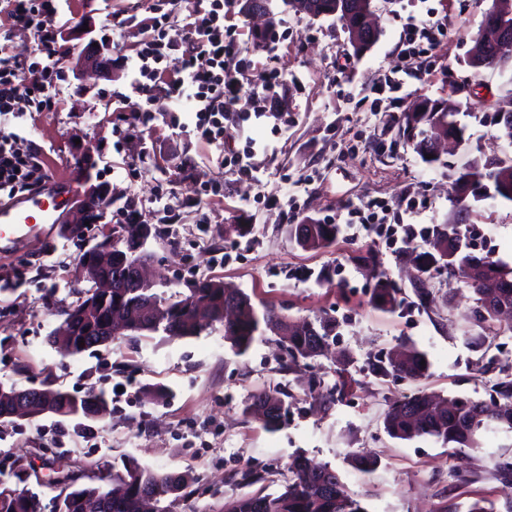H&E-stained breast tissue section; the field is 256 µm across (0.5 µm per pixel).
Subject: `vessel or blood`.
<instances>
[{
	"label": "vessel or blood",
	"instance_id": "obj_1",
	"mask_svg": "<svg viewBox=\"0 0 512 512\" xmlns=\"http://www.w3.org/2000/svg\"><path fill=\"white\" fill-rule=\"evenodd\" d=\"M78 186L64 175L54 174L41 191L0 205V250L16 240L43 235L46 225L56 223L64 204Z\"/></svg>",
	"mask_w": 512,
	"mask_h": 512
}]
</instances>
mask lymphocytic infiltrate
<instances>
[{"instance_id": "f902f5d3", "label": "lymphocytic infiltrate", "mask_w": 512, "mask_h": 512, "mask_svg": "<svg viewBox=\"0 0 512 512\" xmlns=\"http://www.w3.org/2000/svg\"><path fill=\"white\" fill-rule=\"evenodd\" d=\"M230 0H198L192 14L178 28L155 20L154 35L143 43L137 54L138 76L131 83L132 93L145 101L143 110L131 115V127H138L143 112L153 111L150 80L166 78L171 103L185 99L195 101L198 138L209 144H222L224 121L236 116L244 122L250 117L279 118L277 90L285 85L282 71L267 68L254 75L258 93L243 97L246 81L243 71L229 67V60L241 52L235 25L227 24ZM61 0H0V15L12 26L33 31L39 62L27 65L9 56L0 46V118L26 120L30 110H42L56 100L57 80L64 70L65 59L57 49L55 26ZM435 25L423 18H411L403 31L404 60L397 78H384L376 87L378 94H394L405 79L416 77V62L421 40L433 37ZM17 134L0 136V191L39 187L48 172L37 150L20 152Z\"/></svg>"}]
</instances>
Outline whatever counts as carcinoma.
<instances>
[{"label": "carcinoma", "mask_w": 512, "mask_h": 512, "mask_svg": "<svg viewBox=\"0 0 512 512\" xmlns=\"http://www.w3.org/2000/svg\"><path fill=\"white\" fill-rule=\"evenodd\" d=\"M313 16L332 18L340 22L348 33V42L353 55L362 56L364 45H356L353 31L364 24V17L372 0H313ZM497 20L496 9L489 8L484 15L481 28L474 39L473 55L468 65L473 69L471 78H477L484 70L512 71V57H497L488 42L487 28ZM463 103L457 94L446 99L432 101L429 108L407 111L400 115L393 130L395 137L411 146L423 162L430 166L448 170L454 218L444 224H436L427 234L425 245L415 255L419 283L412 284L417 306L429 310L436 306V280L443 275L465 273V268L474 260L468 251L467 235L458 225L470 223L472 203L483 200L512 203V155L503 154L492 161L472 158L463 163H449L432 153L430 140L423 137L426 132L433 137H453L464 140V128L460 127L457 115ZM296 243L305 250H319L333 244L338 233L335 224H318L305 221L292 228ZM483 281L467 283L477 300H482L486 290L496 289L497 301L512 308V266L492 259H485ZM373 301L384 310H394L406 300L405 290L385 272L376 275ZM92 289L75 304L64 309L74 317V335L69 337L72 353L81 354L90 347V340L98 338L100 324L107 314L121 315L126 319L130 336L150 331L153 307L165 309L169 338L195 336L213 324L224 325V338L230 343L234 354L248 351L257 337L265 330L282 328V349L288 357L289 368L301 360L322 355L336 339V319L322 314L314 320L294 321L276 313L266 304L256 307L251 297L237 291L236 314L232 320L225 319L227 297L222 288H211L206 280L194 282L186 293L168 297L152 292L140 294L133 288H114L112 298L98 304L90 295ZM401 360L393 363L389 358H377L368 362V371L377 378H400L418 381L426 376L428 366L421 365L426 355L412 345L399 346ZM497 400L487 402L470 396H453L437 404L438 397L419 391L410 396H399L391 400L383 416L385 432L392 438L413 440L433 438L450 448H477L479 437L489 429L512 432V377L504 376L495 383ZM61 397L59 409L65 417H86L92 400L106 403L102 392L93 388L85 397L73 398L58 391ZM244 414L261 423L268 431L278 429L288 415L285 393L277 387H265L250 397ZM123 469L112 472V489L103 485H79L78 476L69 471L61 477L51 479L42 487L53 492L64 485L67 493L53 494L43 502L46 494L37 493L25 486L26 468L21 466L12 472L16 482L0 484V512H91L88 502L94 497L112 494L111 512H140L143 498L150 495L162 503L169 498H178L188 485V477L182 473L160 472L144 467L133 460L122 461ZM291 478L277 493H257L234 498L224 503V512H368L360 496L344 491H328L327 485H336L340 477L336 469L314 466L302 457H296L288 466Z\"/></svg>", "instance_id": "carcinoma-1"}]
</instances>
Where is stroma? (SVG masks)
<instances>
[{"label": "stroma", "instance_id": "1", "mask_svg": "<svg viewBox=\"0 0 512 512\" xmlns=\"http://www.w3.org/2000/svg\"><path fill=\"white\" fill-rule=\"evenodd\" d=\"M374 4L380 36L359 58L341 24L288 11L281 0L271 2L279 35L273 49L249 51L254 23L232 11L245 66L254 72L276 67L286 75L278 91L283 118L227 121L224 143L216 146L191 132L190 102L166 103L160 83L153 93L163 99L162 111L148 113L135 131L127 121L136 104L130 83L137 53L153 36V17L184 18L196 0H67L56 19L62 51L78 53L81 41L72 32L91 20L93 37L112 43V76L78 95L74 72L65 69L55 105L21 125L0 123V134L26 130L20 150L38 149L51 172L76 181L81 154H92L101 180L118 194L110 217L120 220L131 203L154 225L146 250L167 292L215 278L294 319L328 313L339 329L331 356L289 372L279 368L283 351L276 334L265 333L238 357L218 323L187 338L147 333L61 356L48 336L60 310L90 287L75 281L74 271L99 229L70 237L62 224L48 225L44 238L21 239L0 254V385H48L77 397L94 388L105 393L110 413L93 421L87 438L75 434L77 422L68 417L0 420V471L9 472L13 460L24 456L43 481L54 469L78 465L98 478L129 457L155 470L190 473L172 512H220L225 501L256 492L243 473L264 475L267 492H275L289 478L291 459L302 455L335 468L369 512H465L480 498L494 512L512 506V481L493 472L496 457L512 452V435L484 434L479 448L453 455L434 440L394 439L383 428L395 396L425 390L488 398L497 379L512 374V332L483 343L473 319L475 295L454 275L440 286L432 310L409 303L393 311L374 306L375 280L356 256L371 248L392 279L401 280L403 271L399 254L376 235L341 232L330 247L312 251L291 234L304 219L340 225L348 209L376 203L399 212L417 202L409 221L420 229L444 223L451 211L447 173L394 144L388 128L420 98L448 97L447 70L469 76L465 60L492 0ZM116 14L131 17V24L113 28ZM412 15L443 22L439 41L420 57L426 68L421 78L408 80L399 99L377 101V84L400 64L402 26ZM106 98L115 113L102 112ZM458 119L466 127L458 161L512 154V142L478 114L464 111ZM247 149L253 174L225 165V156ZM207 185L219 194L204 201ZM472 220L477 253L512 265V205L478 203ZM229 224L251 230L240 237L226 232ZM402 343L426 353L425 378L381 380L369 373L368 361ZM313 378L325 389L341 385L333 403L310 393ZM276 383L294 401L287 422L270 432L243 409L253 392ZM356 453L376 457L377 468L368 473L352 464Z\"/></svg>", "mask_w": 512, "mask_h": 512}]
</instances>
